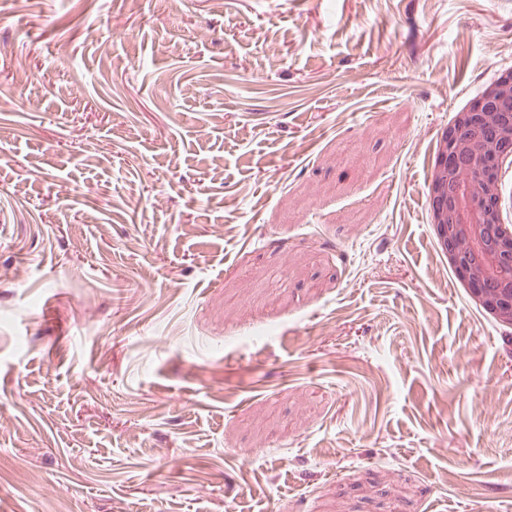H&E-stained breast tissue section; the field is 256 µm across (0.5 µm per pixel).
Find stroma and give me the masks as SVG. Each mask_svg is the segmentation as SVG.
<instances>
[{"label":"stroma","mask_w":512,"mask_h":512,"mask_svg":"<svg viewBox=\"0 0 512 512\" xmlns=\"http://www.w3.org/2000/svg\"><path fill=\"white\" fill-rule=\"evenodd\" d=\"M0 0V512H512V328L430 222L512 0Z\"/></svg>","instance_id":"35a3bbf8"}]
</instances>
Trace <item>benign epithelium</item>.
<instances>
[{
    "label": "benign epithelium",
    "instance_id": "obj_1",
    "mask_svg": "<svg viewBox=\"0 0 512 512\" xmlns=\"http://www.w3.org/2000/svg\"><path fill=\"white\" fill-rule=\"evenodd\" d=\"M512 147V73L490 84L480 97L456 113L438 144L444 162L435 165L432 188L458 189L432 224L460 277L476 286L495 278L493 291H477L478 304L501 323L512 326V232L488 237L503 223L502 187L490 165Z\"/></svg>",
    "mask_w": 512,
    "mask_h": 512
}]
</instances>
